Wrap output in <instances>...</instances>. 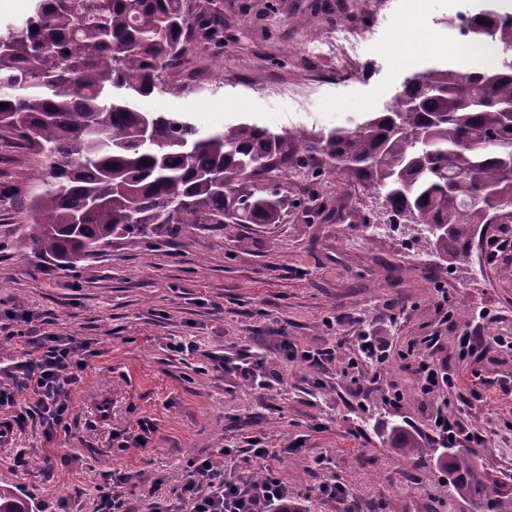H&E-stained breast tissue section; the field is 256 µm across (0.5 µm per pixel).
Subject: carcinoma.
<instances>
[{
  "label": "carcinoma",
  "mask_w": 512,
  "mask_h": 512,
  "mask_svg": "<svg viewBox=\"0 0 512 512\" xmlns=\"http://www.w3.org/2000/svg\"><path fill=\"white\" fill-rule=\"evenodd\" d=\"M211 0H35L20 24L0 31V139L38 156L28 217L14 250L66 266L95 257L112 236L131 241L151 227L276 224L286 203L288 139L382 198L398 224L448 225L433 238L453 261L469 258V205L489 187L502 199L497 223H512V72L461 74L431 68L409 80L394 105L352 130L289 137L239 123L203 136L186 117L143 112L135 100L163 87L162 74L208 41L219 22ZM481 96L488 104L470 107ZM277 173L262 188L255 179ZM448 471L474 512H512V495L493 494L472 452H451ZM0 512H33L13 486H0Z\"/></svg>",
  "instance_id": "obj_1"
}]
</instances>
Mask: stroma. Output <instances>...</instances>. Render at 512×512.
Returning <instances> with one entry per match:
<instances>
[{"label": "stroma", "mask_w": 512, "mask_h": 512, "mask_svg": "<svg viewBox=\"0 0 512 512\" xmlns=\"http://www.w3.org/2000/svg\"><path fill=\"white\" fill-rule=\"evenodd\" d=\"M485 9L512 12V0H212L220 20L211 41L192 40L186 66L208 73L192 86L179 68L163 91L139 98L146 112L181 113L201 132L249 122L287 135L355 127L390 107L404 83L432 67L459 72L486 67L474 41H462L450 18ZM348 24L361 36L347 82L333 61L311 55L317 33ZM39 168L20 144L0 142V313L29 311L54 332L87 341V366L68 387V429L46 438L28 427L0 447V486L13 485L34 512H96L98 487L128 475L132 512L174 490L193 461L258 437L291 446L277 466L306 512H339L317 494L324 482L346 486L360 512H472L457 498L430 447L432 400H444L464 432L480 436L482 467L506 482L512 462V255L493 240L512 239L511 224L482 227L469 263L450 265L403 230H380L383 216L353 180L325 173L294 176L279 224H210L177 235L156 229L137 242L113 240L97 257L62 267L18 254L12 240L27 214V185ZM487 348L461 356L462 328ZM373 336L388 351L363 393L343 370L356 338ZM197 353L170 358V338ZM456 389L434 399L421 392L408 346L425 350ZM304 348L331 346L336 358L311 371L286 359L281 339ZM261 353L268 385L250 387L207 368L204 351ZM111 401L109 418L96 410ZM146 444H126L140 421ZM417 438L422 454L393 447V427ZM28 458L15 467L16 450Z\"/></svg>", "instance_id": "stroma-1"}]
</instances>
